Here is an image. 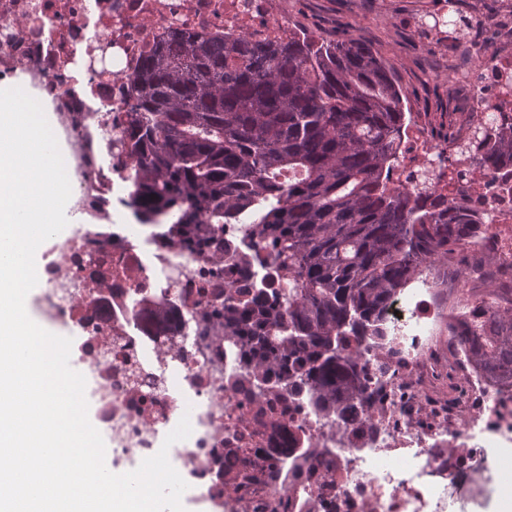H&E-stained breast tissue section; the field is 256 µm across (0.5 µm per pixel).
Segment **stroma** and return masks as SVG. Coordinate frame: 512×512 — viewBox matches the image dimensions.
<instances>
[{"label":"stroma","instance_id":"1","mask_svg":"<svg viewBox=\"0 0 512 512\" xmlns=\"http://www.w3.org/2000/svg\"><path fill=\"white\" fill-rule=\"evenodd\" d=\"M441 0H281L278 14L294 33L327 40H360L372 44L395 71L407 94L406 105L421 113L434 142L448 132L466 131L468 88L457 76L478 74L481 61L474 44L496 39L512 45V0H458L471 25L459 41L432 48L415 33L419 17L436 12Z\"/></svg>","mask_w":512,"mask_h":512}]
</instances>
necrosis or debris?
Masks as SVG:
<instances>
[{
  "label": "necrosis or debris",
  "mask_w": 512,
  "mask_h": 512,
  "mask_svg": "<svg viewBox=\"0 0 512 512\" xmlns=\"http://www.w3.org/2000/svg\"><path fill=\"white\" fill-rule=\"evenodd\" d=\"M284 37L273 0H0V72L23 73L50 96L77 147V195L89 229L45 266L44 308L85 328L71 358L86 398L112 433L111 465L156 454L182 416L192 433L168 457L220 512H448L476 503L512 447V386L468 371L450 336L478 306L448 302L428 269L386 310L362 363L369 402L336 411L310 388L291 391L278 366L244 357L225 330L252 291L278 283L243 242L240 224H169L163 235L118 232L114 207L134 165L100 151L124 137L136 105L128 77L143 53L179 29ZM461 186L489 217L480 231L512 264V166Z\"/></svg>",
  "instance_id": "4bbe7bcc"
}]
</instances>
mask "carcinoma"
<instances>
[{
	"label": "carcinoma",
	"mask_w": 512,
	"mask_h": 512,
	"mask_svg": "<svg viewBox=\"0 0 512 512\" xmlns=\"http://www.w3.org/2000/svg\"><path fill=\"white\" fill-rule=\"evenodd\" d=\"M453 3L432 29L469 26ZM131 82L137 108L121 155L138 177L121 204L143 224L252 225L250 244L273 257L283 286L253 297L260 316H240L245 354L293 356L294 387L366 403L350 339L376 335L420 266L469 251L482 223L435 168L393 179L411 123L393 70L357 40L174 31ZM448 143L479 171L512 165V123L489 116ZM507 294L489 292L483 322L456 336L501 383L512 382Z\"/></svg>",
	"instance_id": "cac0c4a2"
}]
</instances>
